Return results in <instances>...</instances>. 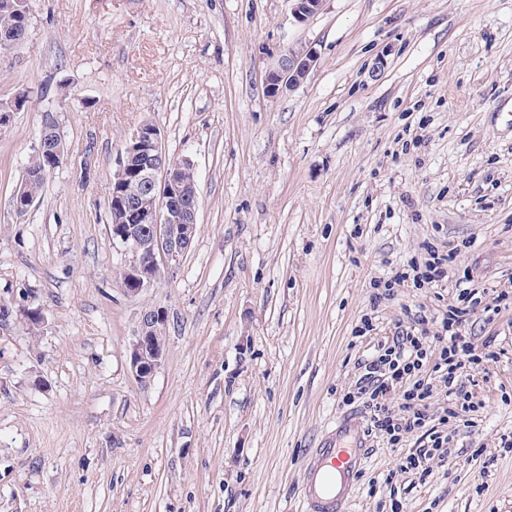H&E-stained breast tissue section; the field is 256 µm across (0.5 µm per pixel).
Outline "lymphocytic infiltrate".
Segmentation results:
<instances>
[{
    "label": "lymphocytic infiltrate",
    "instance_id": "1",
    "mask_svg": "<svg viewBox=\"0 0 512 512\" xmlns=\"http://www.w3.org/2000/svg\"><path fill=\"white\" fill-rule=\"evenodd\" d=\"M457 257L456 249L430 250L423 264H409L396 269L392 279L383 281L385 291L407 280L415 285L440 286L448 281V269ZM454 304L442 314L437 331H430L429 319L417 315L411 324L398 330L392 340L380 344L376 355L365 363L357 392L367 396L370 430L382 433L389 444L399 446L405 434L422 431L423 448L406 455L402 470L426 475L428 460L445 459L448 435L446 420L463 421L476 412L477 405L468 391L478 375L487 373L488 365L499 354L494 340L474 342L468 326L475 316L493 323L502 310L512 307V294L485 287L474 290L464 280H457ZM442 379L448 387V414L434 416L430 411L433 379ZM400 394L398 408L387 400Z\"/></svg>",
    "mask_w": 512,
    "mask_h": 512
}]
</instances>
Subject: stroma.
<instances>
[{"mask_svg":"<svg viewBox=\"0 0 512 512\" xmlns=\"http://www.w3.org/2000/svg\"><path fill=\"white\" fill-rule=\"evenodd\" d=\"M290 45L316 67L270 98ZM0 298L45 322L0 334V512H301L310 448L378 343L454 288L373 283L458 248L475 287L512 291V0H30L0 54ZM54 117L65 147L23 219L12 196ZM196 169L191 246L140 296L118 280L107 193L128 132ZM168 319L150 383L129 369L143 310ZM375 328L354 331L364 315ZM504 355L449 422L426 480L368 435L349 512H512V308L475 319ZM480 458H473L474 449ZM392 476V487L382 485Z\"/></svg>","mask_w":512,"mask_h":512,"instance_id":"stroma-1","label":"stroma"}]
</instances>
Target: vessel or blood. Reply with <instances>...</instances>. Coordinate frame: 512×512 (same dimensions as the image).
Returning a JSON list of instances; mask_svg holds the SVG:
<instances>
[{"mask_svg": "<svg viewBox=\"0 0 512 512\" xmlns=\"http://www.w3.org/2000/svg\"><path fill=\"white\" fill-rule=\"evenodd\" d=\"M364 435L363 423L344 414L310 449L301 486L302 512H347L355 477L368 458Z\"/></svg>", "mask_w": 512, "mask_h": 512, "instance_id": "obj_1", "label": "vessel or blood"}]
</instances>
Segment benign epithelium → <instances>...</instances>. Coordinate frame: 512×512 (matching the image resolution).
I'll use <instances>...</instances> for the list:
<instances>
[{
    "label": "benign epithelium",
    "instance_id": "benign-epithelium-1",
    "mask_svg": "<svg viewBox=\"0 0 512 512\" xmlns=\"http://www.w3.org/2000/svg\"><path fill=\"white\" fill-rule=\"evenodd\" d=\"M293 19L305 22L322 5V0H289ZM23 43L17 30L0 31V52H9ZM317 62V51L312 47H289L265 75L266 92L279 96L299 86ZM24 92L0 104V132L7 128L12 113L29 103ZM37 150L45 153L47 167L40 176L47 177L65 159L63 142L51 141L41 134ZM142 159L138 168L125 165V156ZM195 167H181L169 163L162 133L151 123L137 125L127 135L113 172L116 197L113 205L122 210L126 227L112 230V248L123 255L125 278L133 287L124 289L136 297L152 288L156 279L179 260L191 245L198 224V196L184 193L187 183L194 181ZM149 196L153 205L144 208L139 199ZM32 204L28 182L19 184L12 197L14 215L22 216ZM167 317L161 310L142 311L136 336L129 350V368L134 378L145 385L151 381L165 356Z\"/></svg>",
    "mask_w": 512,
    "mask_h": 512
}]
</instances>
